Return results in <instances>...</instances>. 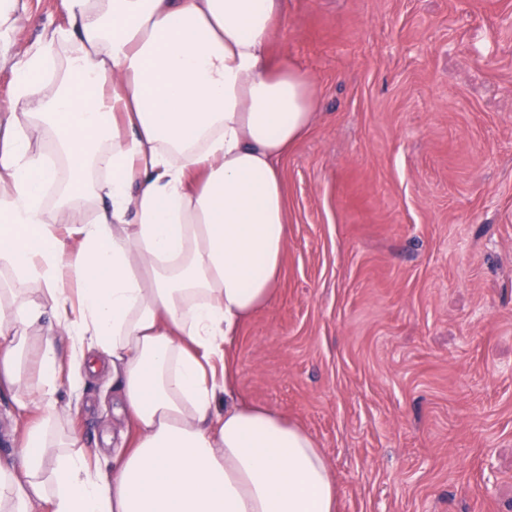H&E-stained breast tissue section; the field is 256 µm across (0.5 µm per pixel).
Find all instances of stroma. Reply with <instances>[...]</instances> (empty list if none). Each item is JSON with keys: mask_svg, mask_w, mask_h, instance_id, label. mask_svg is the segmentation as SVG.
Instances as JSON below:
<instances>
[{"mask_svg": "<svg viewBox=\"0 0 512 512\" xmlns=\"http://www.w3.org/2000/svg\"><path fill=\"white\" fill-rule=\"evenodd\" d=\"M19 5L16 52L66 24ZM271 53L318 104L239 400L314 437L339 512H512V0H287ZM59 399L81 447L118 434L110 375Z\"/></svg>", "mask_w": 512, "mask_h": 512, "instance_id": "35a3bbf8", "label": "stroma"}]
</instances>
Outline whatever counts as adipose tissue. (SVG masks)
I'll return each mask as SVG.
<instances>
[{
  "mask_svg": "<svg viewBox=\"0 0 512 512\" xmlns=\"http://www.w3.org/2000/svg\"><path fill=\"white\" fill-rule=\"evenodd\" d=\"M16 2L0 0V390L21 453L0 463V512H338L315 439L233 396V340L288 242L278 163L317 104L270 56L285 0H59L67 27L21 54ZM90 358L126 427L108 473L57 397Z\"/></svg>",
  "mask_w": 512,
  "mask_h": 512,
  "instance_id": "ef3b65f1",
  "label": "adipose tissue"
}]
</instances>
